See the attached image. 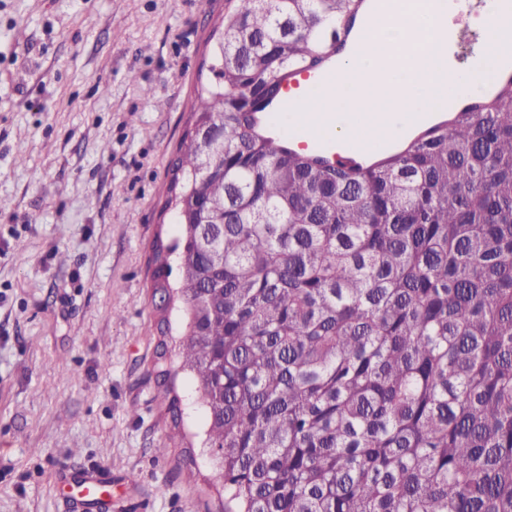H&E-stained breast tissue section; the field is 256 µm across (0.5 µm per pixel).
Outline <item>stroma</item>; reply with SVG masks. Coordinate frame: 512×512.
<instances>
[{
    "instance_id": "1",
    "label": "stroma",
    "mask_w": 512,
    "mask_h": 512,
    "mask_svg": "<svg viewBox=\"0 0 512 512\" xmlns=\"http://www.w3.org/2000/svg\"><path fill=\"white\" fill-rule=\"evenodd\" d=\"M228 0H0V512H220L170 431L151 244L205 42ZM456 19L470 72L491 27Z\"/></svg>"
}]
</instances>
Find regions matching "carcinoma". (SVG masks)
Listing matches in <instances>:
<instances>
[{
	"label": "carcinoma",
	"instance_id": "obj_1",
	"mask_svg": "<svg viewBox=\"0 0 512 512\" xmlns=\"http://www.w3.org/2000/svg\"><path fill=\"white\" fill-rule=\"evenodd\" d=\"M365 6L234 0L212 30L152 244L169 440L224 452L223 512H512V78L371 160L269 130Z\"/></svg>",
	"mask_w": 512,
	"mask_h": 512
}]
</instances>
